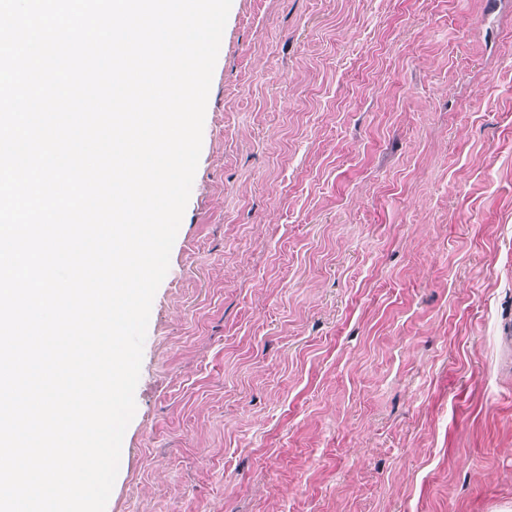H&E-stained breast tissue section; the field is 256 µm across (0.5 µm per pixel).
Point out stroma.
I'll use <instances>...</instances> for the list:
<instances>
[{"label":"stroma","mask_w":512,"mask_h":512,"mask_svg":"<svg viewBox=\"0 0 512 512\" xmlns=\"http://www.w3.org/2000/svg\"><path fill=\"white\" fill-rule=\"evenodd\" d=\"M512 0H232L106 512H512Z\"/></svg>","instance_id":"stroma-1"}]
</instances>
